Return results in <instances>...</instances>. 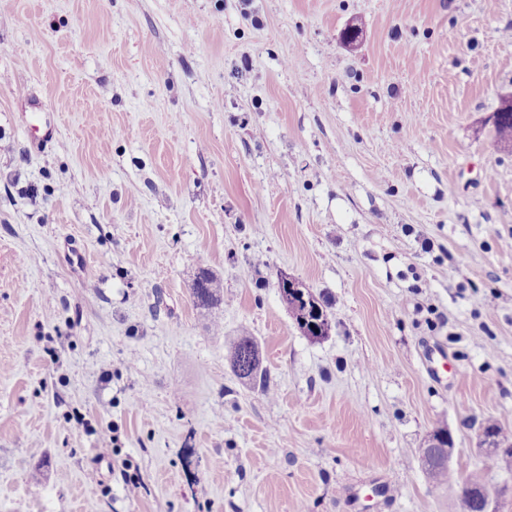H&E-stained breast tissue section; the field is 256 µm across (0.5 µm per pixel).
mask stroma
<instances>
[{
	"label": "stroma",
	"instance_id": "35a3bbf8",
	"mask_svg": "<svg viewBox=\"0 0 512 512\" xmlns=\"http://www.w3.org/2000/svg\"><path fill=\"white\" fill-rule=\"evenodd\" d=\"M510 92L512 0H0V512H512ZM492 133L495 141L505 146H512V96L500 98L499 107L491 116ZM194 305L212 307L223 303L224 284L211 273L199 272L191 288ZM278 289L280 293L281 300L286 306V309L288 310V314L293 319L297 327L303 332L304 335H312L309 337L312 338H320L323 336H327L331 325L328 320L326 311L324 310L323 304L315 298L316 304H312L311 311L305 313V307L304 303L298 305L295 303L294 300H291L288 298L287 294V288L283 287V284L278 278ZM310 320H315L317 323H314L315 330H313L314 334H309L308 325H307V332L304 330V326L306 324V317H308ZM225 358L238 379L267 389L266 371L261 368L258 345L252 336H238L230 342ZM481 429L487 438H491L496 448L487 443L483 444L485 451L493 456L496 451V461L499 468L512 472V433L508 434L498 423L486 420ZM434 438L446 441L448 445H441L437 441L433 442L428 440L426 448H430L433 455L436 456L433 462L423 467L428 482L436 486H452L456 484L460 491L459 497H461L464 506L471 510L470 512H486L484 511L486 503L480 495V489L487 484L484 476L480 472L475 471L465 477H459L452 468H448V466H451L455 452L453 437L451 440L448 439V429L439 428L434 431ZM447 447L448 464L443 461V455L447 451ZM426 448H421L422 463L427 461V457L424 453ZM473 493H475L476 496L472 498Z\"/></svg>",
	"mask_w": 512,
	"mask_h": 512
}]
</instances>
